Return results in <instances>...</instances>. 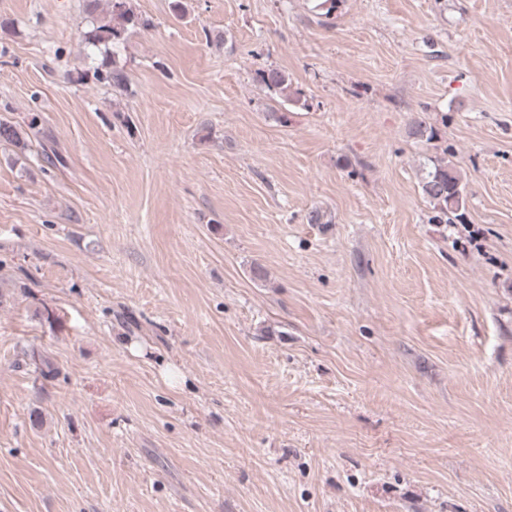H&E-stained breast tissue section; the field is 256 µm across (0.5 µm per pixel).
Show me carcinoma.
<instances>
[{"label": "carcinoma", "mask_w": 512, "mask_h": 512, "mask_svg": "<svg viewBox=\"0 0 512 512\" xmlns=\"http://www.w3.org/2000/svg\"><path fill=\"white\" fill-rule=\"evenodd\" d=\"M149 21L140 17L131 5V0H122L120 7H115V0H110L105 15L99 18L92 29L84 32L82 39L85 43L97 46L112 47V54L126 40V34L132 28L147 27ZM261 82L270 90L285 97H299V93L288 94L291 82L284 71L267 69L259 72ZM96 79L104 80L117 92H125L128 88V75L124 68L112 62V67L104 72H97ZM37 126V117L30 119L27 127L17 126L0 121V143L12 145L24 152L30 149L31 141L27 130ZM409 134L415 139H430L433 137L432 126L417 117L409 126ZM420 188L423 197L432 206L435 215L433 222L438 224L465 223V185L455 165L444 158L428 159L422 165Z\"/></svg>", "instance_id": "carcinoma-1"}]
</instances>
